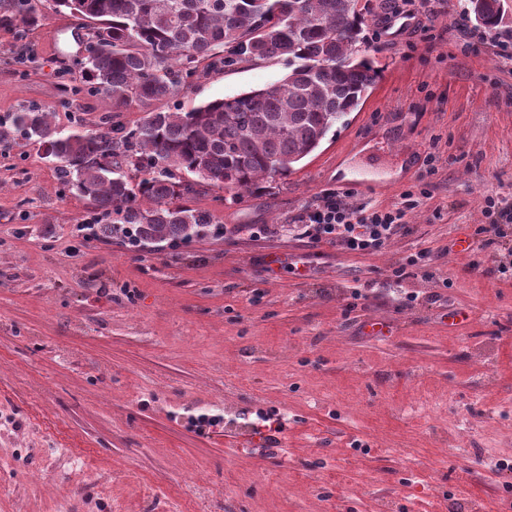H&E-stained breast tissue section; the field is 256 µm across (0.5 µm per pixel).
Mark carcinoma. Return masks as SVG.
Segmentation results:
<instances>
[{"mask_svg":"<svg viewBox=\"0 0 512 512\" xmlns=\"http://www.w3.org/2000/svg\"><path fill=\"white\" fill-rule=\"evenodd\" d=\"M93 24L82 77L112 104L107 131L56 126L28 107L0 122V139L22 133L46 148L64 186L91 202L104 239L143 248L220 234L211 213L190 205L201 188L234 196L284 180L336 123L355 111L378 77L360 50L372 0H53ZM6 23L36 21L31 0H7ZM469 16L495 29L504 11L470 0ZM284 61L265 88L190 111L160 108L197 72L242 62ZM133 106L132 129L119 121ZM196 176L194 181L181 178Z\"/></svg>","mask_w":512,"mask_h":512,"instance_id":"obj_1","label":"carcinoma"}]
</instances>
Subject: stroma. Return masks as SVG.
Returning a JSON list of instances; mask_svg holds the SVG:
<instances>
[{
	"instance_id": "stroma-1",
	"label": "stroma",
	"mask_w": 512,
	"mask_h": 512,
	"mask_svg": "<svg viewBox=\"0 0 512 512\" xmlns=\"http://www.w3.org/2000/svg\"><path fill=\"white\" fill-rule=\"evenodd\" d=\"M373 2L379 78L360 110L287 180L196 194L223 235L101 239L39 143L0 141V512H512V225L485 273L452 249L485 223V195L512 203V61L496 49L512 10L466 50L468 0L407 21ZM35 5L36 26H0V117L38 105L100 132L77 19ZM287 72L212 70L173 104ZM408 189L426 195L381 251L293 230L324 192L384 208ZM372 319L390 336L368 335Z\"/></svg>"
}]
</instances>
